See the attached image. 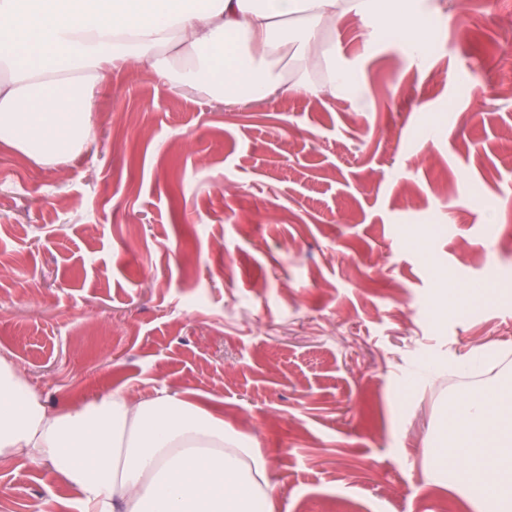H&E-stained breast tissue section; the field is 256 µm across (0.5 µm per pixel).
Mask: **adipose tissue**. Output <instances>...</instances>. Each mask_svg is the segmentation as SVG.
<instances>
[{"label":"adipose tissue","instance_id":"ef3b65f1","mask_svg":"<svg viewBox=\"0 0 512 512\" xmlns=\"http://www.w3.org/2000/svg\"><path fill=\"white\" fill-rule=\"evenodd\" d=\"M425 57L436 17L412 0H0V142L50 165L91 140L96 89L136 65L227 105L286 93L360 98L326 37L339 16ZM431 474L477 512H512V384L449 398ZM55 468L81 512H272L271 463L198 402L115 390L49 411L0 356V459Z\"/></svg>","mask_w":512,"mask_h":512}]
</instances>
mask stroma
Returning a JSON list of instances; mask_svg holds the SVG:
<instances>
[{
    "label": "stroma",
    "mask_w": 512,
    "mask_h": 512,
    "mask_svg": "<svg viewBox=\"0 0 512 512\" xmlns=\"http://www.w3.org/2000/svg\"><path fill=\"white\" fill-rule=\"evenodd\" d=\"M435 1L421 62L337 21L359 101L228 106L124 66L64 166L0 143V354L49 410L188 392L258 441L275 512H474L428 440L448 359L512 353V0L494 25ZM1 485L0 512H80L50 465Z\"/></svg>",
    "instance_id": "stroma-1"
}]
</instances>
